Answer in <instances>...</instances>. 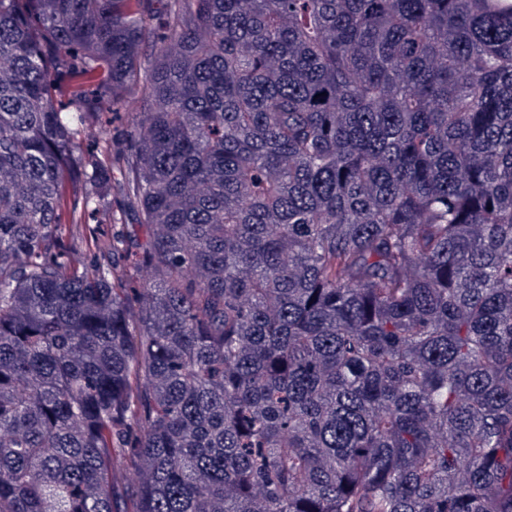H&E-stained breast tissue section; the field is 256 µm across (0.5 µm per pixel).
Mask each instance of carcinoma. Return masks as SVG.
<instances>
[{
  "label": "carcinoma",
  "instance_id": "cac0c4a2",
  "mask_svg": "<svg viewBox=\"0 0 512 512\" xmlns=\"http://www.w3.org/2000/svg\"><path fill=\"white\" fill-rule=\"evenodd\" d=\"M116 449L132 512H512V0H0V512Z\"/></svg>",
  "mask_w": 512,
  "mask_h": 512
}]
</instances>
